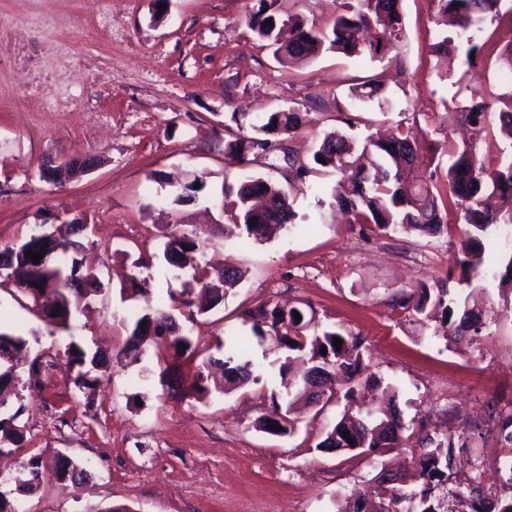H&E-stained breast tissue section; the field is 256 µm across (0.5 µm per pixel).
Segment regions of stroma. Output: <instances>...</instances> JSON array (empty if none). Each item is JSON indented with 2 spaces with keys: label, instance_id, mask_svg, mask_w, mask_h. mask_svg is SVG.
Here are the masks:
<instances>
[{
  "label": "stroma",
  "instance_id": "1",
  "mask_svg": "<svg viewBox=\"0 0 512 512\" xmlns=\"http://www.w3.org/2000/svg\"><path fill=\"white\" fill-rule=\"evenodd\" d=\"M257 0H0V248L35 225L81 220L87 264L106 282L73 334L49 335L45 317L16 284L0 278V325L29 341L52 368L41 390L16 387L7 405H25L23 449L0 456L20 471L37 455L46 476L35 493L0 486L26 512H336L339 495L367 492L381 469H416L421 441L433 429L480 436L496 446L490 412L512 411V320L482 337L478 351L447 345L394 300L418 284L445 278L457 238L383 234L347 223L331 197L336 181L314 173L292 192L294 223L270 240L225 237V185L261 174L288 175L283 155L242 167L224 159V116L294 108L311 122L286 139L310 160L317 138L346 129L360 140L414 114L419 138L457 137L454 112L474 90L499 93L496 51L512 40V22L486 23L475 35L483 49L467 63L456 48L447 80L431 45L435 0H403L405 37L397 59L369 61L336 53L291 69L252 38L244 17ZM384 72L386 108L354 112L349 87ZM358 125L346 126L349 117ZM91 157L97 167L63 185L42 178V163ZM162 171L203 176L204 196L175 204L152 181ZM197 231L214 265L235 263L243 281L223 306L198 316L196 352L230 337L265 379L202 395L193 373L163 341L113 361L98 384L78 392L64 354L69 336L88 350L121 348L119 322L146 299L179 292L163 276L168 225ZM147 255L145 294L123 297L119 279L128 258ZM285 308L312 305L316 321L341 325L363 342L361 376L399 391L412 435L401 449L367 457L325 452L318 444L341 418L344 402L324 408L297 403L294 433L273 436L258 420L288 397L278 377L286 352L273 336L257 338L241 318L257 302ZM179 377L183 399L167 398L161 367ZM87 467L74 485L52 471L61 456Z\"/></svg>",
  "mask_w": 512,
  "mask_h": 512
}]
</instances>
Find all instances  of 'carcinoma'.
<instances>
[{"label": "carcinoma", "mask_w": 512, "mask_h": 512, "mask_svg": "<svg viewBox=\"0 0 512 512\" xmlns=\"http://www.w3.org/2000/svg\"><path fill=\"white\" fill-rule=\"evenodd\" d=\"M438 13L445 18L453 16L458 31L455 37L440 31L432 45L434 52L448 55V43L453 39L467 44L466 56L481 49L474 42L473 30L481 28L488 18L500 15L501 0H436ZM277 0H259L257 7L245 16L246 27L265 45L273 48L274 57L282 65H291L299 59H316L328 51L348 57H367L374 61L383 59L399 48L404 37L402 0H339L336 17L325 25L308 20L299 14H283L274 8ZM384 85L373 76L350 88V98L355 110L374 99L385 102ZM462 121L470 128L471 140L455 144L448 140L430 147L429 162L420 161L421 145L414 135L412 125L399 124L384 140H366L356 149L347 136L336 129L323 134L308 163L288 159V187L263 176H249L238 186L226 187L225 197L232 198L235 224L247 238L263 240L273 229L293 223L295 213L290 201V191L305 185L313 171L336 175L332 197L336 206L350 216V223L375 226L383 232L415 233L421 236H441L451 231V225L461 224L460 246L454 252L453 265L448 276L459 272L463 288L453 297L448 289L435 288L421 283L409 292L402 293L395 305L413 313L419 320L428 319L427 309H441L444 317L443 336L453 344L474 345L478 337L498 324V315L484 319L477 325L472 322L476 307L470 305L472 293L484 288L490 272L484 267L481 242L500 227L512 224V151H501L495 162L485 160L478 151L493 125H499L512 142V90L502 94L471 95L470 101L459 107ZM306 123V114L295 109L263 112L251 120L245 113L232 112L224 121V159L237 165H247L254 155H269L283 150L285 138L293 135ZM325 162H320V159ZM255 225H250V221ZM47 230L40 224L21 243L34 253L48 252V260L33 262L27 257L13 271L17 283L40 285L34 292L26 288L21 294L32 300L35 307L45 311L50 334L58 330L73 329L74 311L80 303L96 295L102 286L98 274L85 268L79 258L83 243L71 235L52 230L55 240L40 237ZM206 248L196 233L188 230L168 232L163 245L166 266L165 278L179 279L182 272L192 270L191 280L182 284L178 294H169V306L148 301L146 306L125 315L122 326L128 332L118 354L136 352L154 338H164L174 355L182 357L193 349L188 323L194 321L192 294L200 290L208 298V305L199 309L205 313L224 301L226 293L238 284L244 272L232 264L227 269H211L199 261ZM253 329L260 333L267 325L288 356L279 367L282 387L288 393H305V380L290 377L294 361L311 363L306 375L325 384L324 396L330 400L337 395L336 382L342 375L351 373L361 361L362 341L358 335L338 325L323 329L313 335L304 333L311 320L298 323L294 310L284 311L268 302H260L244 311ZM342 344L335 347L334 338ZM28 340L14 333L0 331V395L14 379V366L10 362L23 349ZM327 354H322L321 348ZM216 350L224 358H208L207 363L217 364L224 370V377H233L242 384L260 382L253 364L248 359L234 355L228 339L216 342ZM68 364L76 370L72 379L75 387L88 388L97 382L96 371L106 361L98 353L87 352L79 343L70 341L65 350ZM0 398V451L8 445H20L23 429L18 419L23 412L19 407L10 413L4 410ZM282 427L279 432L270 428L271 423ZM260 428L268 434L287 435L295 431L294 423L287 418L279 404L273 412L260 421ZM405 430L397 411L369 414L365 417H343L319 447L330 451L343 448L347 452L360 446V453L381 455L392 451L403 441L399 432ZM496 430L499 443L512 448V414L498 416ZM479 444L471 438H455L432 431L425 437V451L419 456L417 466L421 488L404 490L396 485L386 486L383 480L376 483L374 495L378 502L391 505L406 504L400 512H448V497L469 503L472 512H512V501L504 503L490 494L477 500L473 495L480 491L482 468L475 454ZM23 486L21 492L34 493L43 480L39 460L31 456L21 465ZM83 478L81 464L68 461L57 466L54 476L58 480ZM455 486L448 488V481Z\"/></svg>", "instance_id": "cac0c4a2"}]
</instances>
